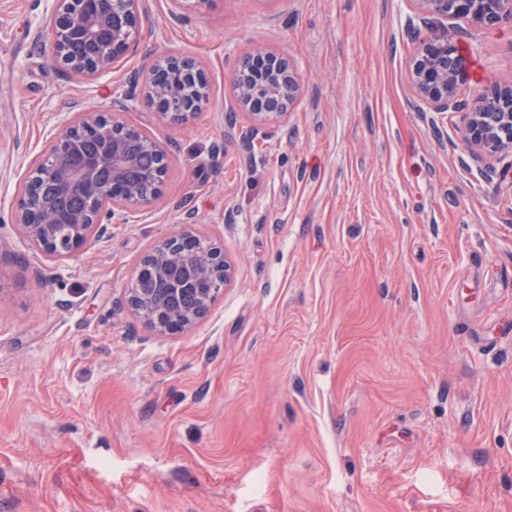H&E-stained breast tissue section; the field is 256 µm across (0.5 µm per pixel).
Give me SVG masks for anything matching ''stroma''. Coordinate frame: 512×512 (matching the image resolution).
I'll list each match as a JSON object with an SVG mask.
<instances>
[{
	"instance_id": "35a3bbf8",
	"label": "stroma",
	"mask_w": 512,
	"mask_h": 512,
	"mask_svg": "<svg viewBox=\"0 0 512 512\" xmlns=\"http://www.w3.org/2000/svg\"><path fill=\"white\" fill-rule=\"evenodd\" d=\"M0 0V512H512V156L407 81L408 0H145L119 68L69 80ZM458 98L512 78V25L462 22ZM303 81L243 150L225 112L255 47ZM193 60L209 102L160 124L130 76ZM133 92L169 151L153 206L54 261L18 233L19 183L67 112ZM234 278L184 333L128 305L182 228Z\"/></svg>"
}]
</instances>
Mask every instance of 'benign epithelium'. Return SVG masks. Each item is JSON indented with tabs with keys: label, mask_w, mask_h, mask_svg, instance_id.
Instances as JSON below:
<instances>
[{
	"label": "benign epithelium",
	"mask_w": 512,
	"mask_h": 512,
	"mask_svg": "<svg viewBox=\"0 0 512 512\" xmlns=\"http://www.w3.org/2000/svg\"><path fill=\"white\" fill-rule=\"evenodd\" d=\"M414 12L439 24L426 37L413 24L407 32L415 40L408 66V80L416 98L432 112H454L461 107L457 89L465 78V62L454 41L456 21L481 27L512 22V0H410ZM143 0H52L49 15L38 25L37 37L49 42L54 60L71 77L95 80L112 72L130 51L137 32ZM249 66L237 65L232 74L236 106L229 110L250 114L255 125L250 138L285 123L301 89V76L288 58L266 50L246 56ZM133 80L142 82L156 98L161 123H186L196 107L182 104L181 86L187 81L205 89L202 70L189 59L167 57L154 61ZM135 98L125 93L112 99V111L80 109L61 121L52 134L48 152L30 162L29 173L59 187L65 194L77 193L80 210L60 213L50 203L29 196L18 205L15 225L30 246L56 260H64L100 237L101 224H127L144 212L156 198L144 188L163 183L169 172L168 153L154 138L128 126L122 114L133 110ZM102 137L96 154L82 150L79 137L86 132ZM140 135L142 152L162 157L158 167H142L131 153L125 133ZM463 140L473 152L489 157L505 150L512 153V80L497 86L490 96L481 95L465 112ZM198 237L190 230L153 246L140 260L137 277L150 279L156 288L147 293L129 291L128 303L150 328L165 334L183 332L205 316L214 303L213 283L229 284L231 262L214 248L199 254L194 267L180 276V245ZM197 299L194 308L182 305V296Z\"/></svg>",
	"instance_id": "benign-epithelium-1"
}]
</instances>
